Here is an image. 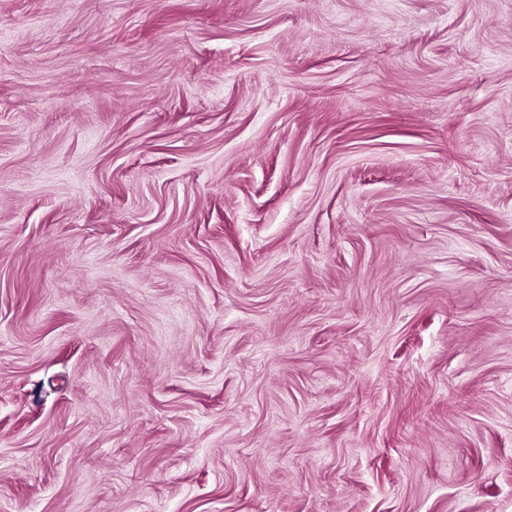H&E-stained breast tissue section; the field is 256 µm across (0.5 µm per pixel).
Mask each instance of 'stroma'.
Instances as JSON below:
<instances>
[{
    "label": "stroma",
    "mask_w": 512,
    "mask_h": 512,
    "mask_svg": "<svg viewBox=\"0 0 512 512\" xmlns=\"http://www.w3.org/2000/svg\"><path fill=\"white\" fill-rule=\"evenodd\" d=\"M0 512H512V0H0Z\"/></svg>",
    "instance_id": "stroma-1"
}]
</instances>
